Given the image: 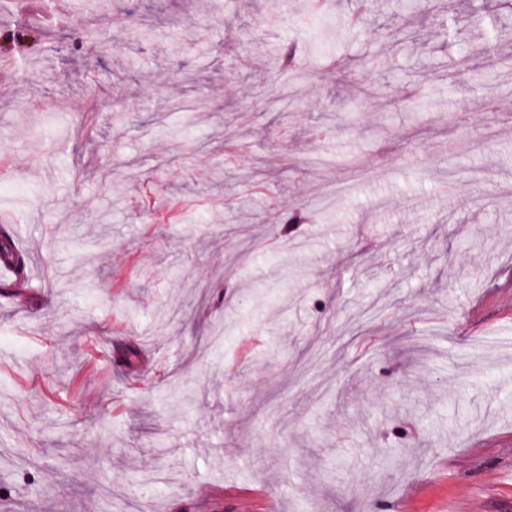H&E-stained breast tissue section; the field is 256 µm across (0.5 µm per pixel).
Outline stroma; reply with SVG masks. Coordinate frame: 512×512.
Returning <instances> with one entry per match:
<instances>
[{"label":"stroma","instance_id":"stroma-1","mask_svg":"<svg viewBox=\"0 0 512 512\" xmlns=\"http://www.w3.org/2000/svg\"><path fill=\"white\" fill-rule=\"evenodd\" d=\"M94 2L0 0V512H512L498 0ZM38 35L32 28L14 27L0 31V60L7 61L11 58V52L15 44L21 42H37ZM30 256L27 252L15 247L12 237L0 230V264L10 266L18 277L29 269Z\"/></svg>","mask_w":512,"mask_h":512}]
</instances>
